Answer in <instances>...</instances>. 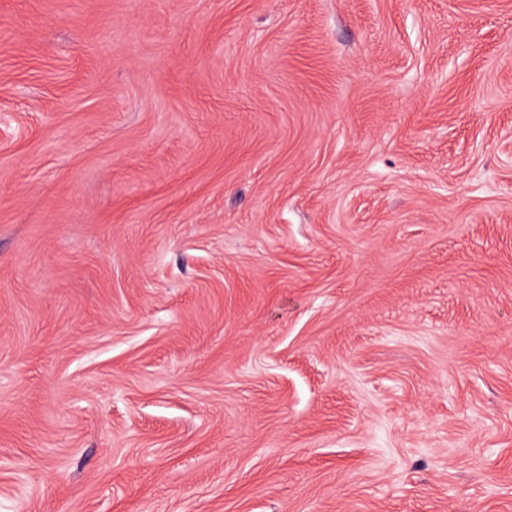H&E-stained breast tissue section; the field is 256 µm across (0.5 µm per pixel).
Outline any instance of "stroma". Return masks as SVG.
Returning a JSON list of instances; mask_svg holds the SVG:
<instances>
[{
  "label": "stroma",
  "mask_w": 512,
  "mask_h": 512,
  "mask_svg": "<svg viewBox=\"0 0 512 512\" xmlns=\"http://www.w3.org/2000/svg\"><path fill=\"white\" fill-rule=\"evenodd\" d=\"M0 512H512V0H0Z\"/></svg>",
  "instance_id": "obj_1"
}]
</instances>
